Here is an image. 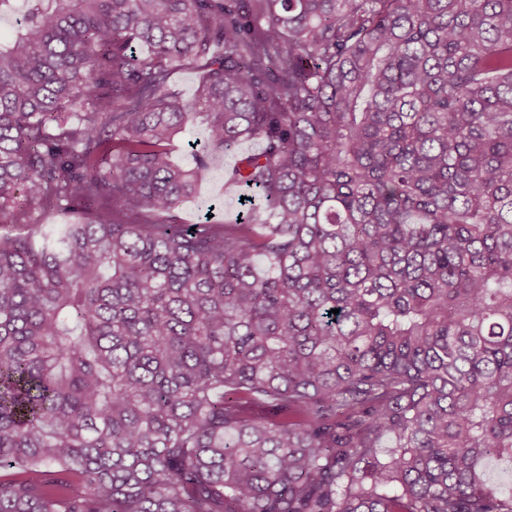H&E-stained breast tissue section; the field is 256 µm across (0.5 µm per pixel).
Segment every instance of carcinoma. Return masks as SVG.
Returning a JSON list of instances; mask_svg holds the SVG:
<instances>
[{
    "mask_svg": "<svg viewBox=\"0 0 512 512\" xmlns=\"http://www.w3.org/2000/svg\"><path fill=\"white\" fill-rule=\"evenodd\" d=\"M31 2L0 40V512H512L481 472L512 462V0ZM247 140L241 221L180 223ZM200 76L201 72L192 65L178 67L170 79L168 90L182 99H190L195 93ZM205 137V126L200 123H196L192 130L184 132L173 141L170 146L171 159L181 166H191L193 164V157L191 155L190 144L193 141L198 144H202ZM259 143L256 141H246L241 143L235 151L225 153L213 161L211 168L205 174L203 180L198 185L195 194L180 207L177 212L178 217L183 224H196L198 215L207 203L214 197L224 195V181L227 172L230 171L236 161L244 154L256 151Z\"/></svg>",
    "mask_w": 512,
    "mask_h": 512,
    "instance_id": "obj_1",
    "label": "carcinoma"
}]
</instances>
